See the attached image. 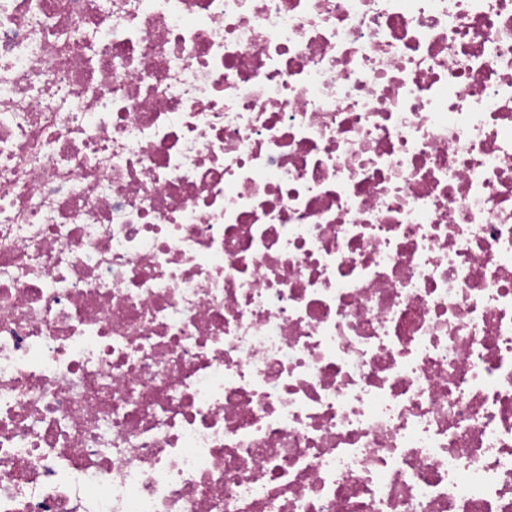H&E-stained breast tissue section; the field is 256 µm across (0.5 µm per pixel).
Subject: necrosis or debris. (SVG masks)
I'll return each mask as SVG.
<instances>
[{"label":"necrosis or debris","instance_id":"1","mask_svg":"<svg viewBox=\"0 0 512 512\" xmlns=\"http://www.w3.org/2000/svg\"><path fill=\"white\" fill-rule=\"evenodd\" d=\"M0 512H512V0H0Z\"/></svg>","mask_w":512,"mask_h":512}]
</instances>
